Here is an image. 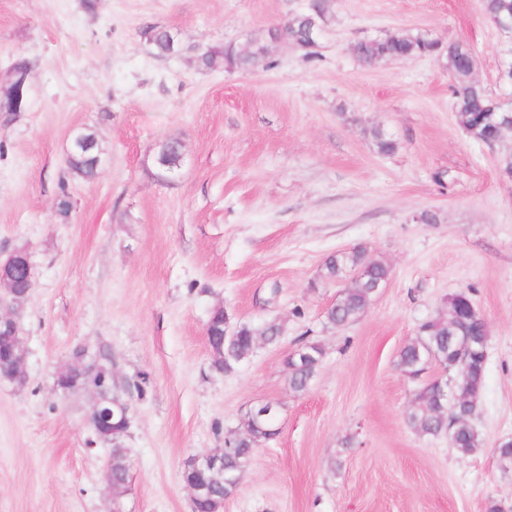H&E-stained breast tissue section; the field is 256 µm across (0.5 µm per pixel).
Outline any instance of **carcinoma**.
Masks as SVG:
<instances>
[{"instance_id":"cac0c4a2","label":"carcinoma","mask_w":512,"mask_h":512,"mask_svg":"<svg viewBox=\"0 0 512 512\" xmlns=\"http://www.w3.org/2000/svg\"><path fill=\"white\" fill-rule=\"evenodd\" d=\"M312 11L297 13L281 23L273 36L289 42L297 48L310 52L316 45L315 25L312 20L324 13L323 0H312ZM484 11L492 19H512V0H484ZM143 35L158 56L169 55L172 31L162 25L145 28ZM264 52L258 45L255 51L242 54L232 45L208 49L198 54L196 67L200 70L214 68L222 63L227 70H242L250 66L254 56ZM357 57L372 64L392 57H415L432 53H446L448 70L453 80L454 112L457 124L478 143L491 145L500 131L509 128L512 106L503 104L473 80L475 58L469 50L459 44L442 48L438 42L406 34L392 35L383 40H362L353 46ZM85 139L91 148L73 151L67 164L76 175L92 180L97 175L100 159L95 132L84 130ZM181 146L177 140H168L159 146L157 158L169 169L181 163ZM365 250L354 247L329 256L323 265L324 278L336 280L361 266ZM391 269L381 260H375L362 278L343 290L326 310L325 320L330 326H347L359 321L373 302L374 285L390 279ZM469 294L460 291L448 297V318H433L422 323L417 334L399 350L396 360L398 369L409 379L418 380L428 369L426 363L438 365L448 372V385L462 398L456 409L452 429H447L444 408L448 400L435 380L423 383L414 394V402L405 413L407 424L419 433L437 438L448 436L452 448L462 457L476 452L483 439L472 424L470 412L477 408L478 398L484 388L486 366L483 365L484 336L479 316L468 301ZM211 349L221 352V359L214 369L221 371L248 360L255 350L252 329L241 328L233 340L224 337L223 327L213 329L208 338ZM288 386L296 394L310 389L317 365L298 358L288 360ZM279 412L261 416L255 411L246 413L243 432L234 433L224 440V471L205 476L208 495L192 502V512H219L223 503L233 492L228 485L232 478L242 479L251 461L254 447L268 439L278 428ZM127 428L115 423L111 428L96 435V438L112 445L110 448V477L112 500L117 502L125 493L129 481L127 449L121 437Z\"/></svg>"}]
</instances>
